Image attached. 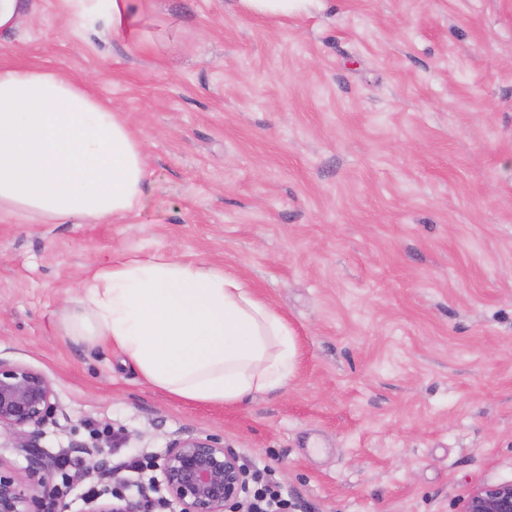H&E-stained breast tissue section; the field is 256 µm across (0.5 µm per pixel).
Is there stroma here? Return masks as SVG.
I'll return each instance as SVG.
<instances>
[{
	"label": "stroma",
	"mask_w": 512,
	"mask_h": 512,
	"mask_svg": "<svg viewBox=\"0 0 512 512\" xmlns=\"http://www.w3.org/2000/svg\"><path fill=\"white\" fill-rule=\"evenodd\" d=\"M158 3L172 58L66 36L61 0L0 46V65L118 108L151 171L131 225L0 215V358L55 392L39 444L67 458L57 512L181 435L219 439L296 512H459L512 481V0L279 19ZM156 251L223 267L284 315V387L187 403L61 336L86 265Z\"/></svg>",
	"instance_id": "1"
}]
</instances>
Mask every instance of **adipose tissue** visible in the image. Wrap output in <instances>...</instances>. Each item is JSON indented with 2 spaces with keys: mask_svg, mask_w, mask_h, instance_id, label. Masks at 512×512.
Segmentation results:
<instances>
[{
  "mask_svg": "<svg viewBox=\"0 0 512 512\" xmlns=\"http://www.w3.org/2000/svg\"><path fill=\"white\" fill-rule=\"evenodd\" d=\"M72 33L96 28L148 48L155 0H63ZM145 148L118 112L54 73L0 66V211L52 224L134 223L149 182ZM62 335L118 351L177 399L236 404L284 385L286 319L233 273L156 252L116 254L82 273Z\"/></svg>",
  "mask_w": 512,
  "mask_h": 512,
  "instance_id": "adipose-tissue-1",
  "label": "adipose tissue"
}]
</instances>
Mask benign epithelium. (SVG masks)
<instances>
[{
  "instance_id": "7a95c632",
  "label": "benign epithelium",
  "mask_w": 512,
  "mask_h": 512,
  "mask_svg": "<svg viewBox=\"0 0 512 512\" xmlns=\"http://www.w3.org/2000/svg\"><path fill=\"white\" fill-rule=\"evenodd\" d=\"M55 393L41 372L0 359V430L28 462L20 473L0 460V512H52L55 488L46 477L59 471L58 457L38 444L39 431L54 415ZM163 500L179 512H234L245 495L249 472L238 456L210 436L187 435L169 442L160 457ZM89 502L86 512H141L139 504L113 491ZM461 512H512V482L473 489Z\"/></svg>"
}]
</instances>
